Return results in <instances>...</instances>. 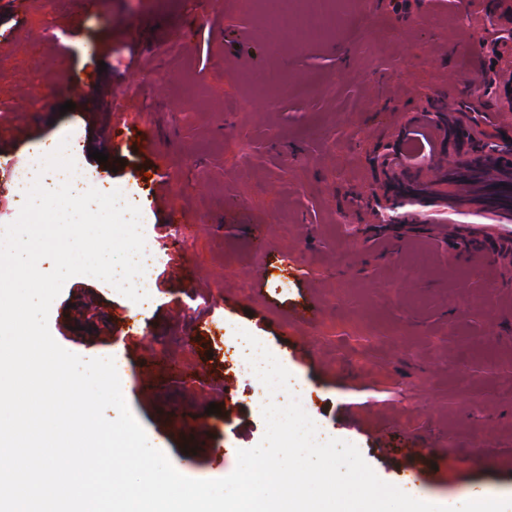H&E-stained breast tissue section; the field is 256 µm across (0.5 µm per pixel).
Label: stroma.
Segmentation results:
<instances>
[{
    "label": "stroma",
    "mask_w": 512,
    "mask_h": 512,
    "mask_svg": "<svg viewBox=\"0 0 512 512\" xmlns=\"http://www.w3.org/2000/svg\"><path fill=\"white\" fill-rule=\"evenodd\" d=\"M24 2L14 13L0 0V148L27 165L67 141L99 189L128 187L155 253L146 299L75 276L49 330L122 369L149 443L176 467L194 448L187 477L219 479L263 438L265 399L293 395L385 482L512 495V397L499 390L512 378V246L491 230L486 258L455 259L442 224L389 227L363 201L410 177L454 210L445 176L398 155L412 117L512 135V0H343L335 37L294 47L241 0ZM94 43L102 53L86 54ZM82 79L102 94H80ZM147 121L153 151L139 140ZM116 122L121 152L98 163ZM172 206L188 244L174 262ZM312 303L313 321L292 319ZM134 321L153 361L126 333ZM240 329L294 370L290 394L269 395ZM198 369L207 385L189 382ZM423 438L432 452H417Z\"/></svg>",
    "instance_id": "stroma-1"
}]
</instances>
